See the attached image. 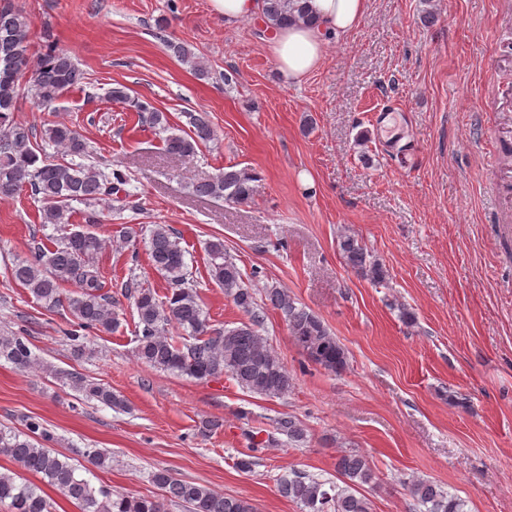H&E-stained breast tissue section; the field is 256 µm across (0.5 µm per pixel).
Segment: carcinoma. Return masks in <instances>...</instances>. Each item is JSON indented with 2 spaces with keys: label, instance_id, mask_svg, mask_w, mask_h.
Masks as SVG:
<instances>
[{
  "label": "carcinoma",
  "instance_id": "1",
  "mask_svg": "<svg viewBox=\"0 0 512 512\" xmlns=\"http://www.w3.org/2000/svg\"><path fill=\"white\" fill-rule=\"evenodd\" d=\"M267 24L282 27L307 19L301 0H264ZM32 20L19 0H0V198L14 197L25 188L42 202L43 224L70 225L72 203L91 206L121 190L126 177L118 169L108 175L92 164L90 145L72 127L53 124L39 131L15 116L22 88L34 103L51 106L71 88L81 84L85 73L71 52L53 44L30 67L28 56ZM167 49L200 77L209 71L182 42H167ZM112 100L137 113L153 126L168 129L164 113L150 103L133 98L122 88L112 90ZM190 131L170 134L164 139L165 150L189 160L201 146L215 140L216 134L206 114L188 113ZM52 145L64 155L53 160L43 153L39 142ZM257 177L247 168L228 166L218 174L193 184L200 197H217L226 203L245 204L256 191ZM102 241L95 235L74 230L65 234L52 249L34 248V255L14 263L11 269L16 283L48 309L67 306L78 325L110 333L118 318L112 310V297L102 293L103 285L95 258ZM339 250L345 265L355 273L380 283L386 278L382 264L358 239L344 235ZM149 251L154 268L168 284L164 298L152 288L126 286L138 315L136 354L148 366L165 372L208 379L230 374L245 390L264 397L279 398L288 393L292 378L279 356L262 335L264 317L258 312L255 292L244 282V275L227 254L224 242L208 245L209 273L224 288L233 303L249 315L238 326L212 329L190 284L185 251L167 224L154 226ZM75 283V295L63 293V285ZM269 305L280 312L290 336L308 359L323 368L340 373L348 365L345 348L314 313L297 305L282 288L266 289ZM190 331L192 342L179 343L167 334V327ZM0 358L20 369L35 364L29 341L24 336H0ZM55 378L66 380L74 391L87 400H97L120 408L124 401L112 390L79 372H62L46 368ZM278 433L301 439L303 429L293 416H283L275 423ZM50 435L42 424L30 420L26 431L0 429V455L6 456L15 469L0 472V503L10 512H50V503L41 486L29 481L32 474L46 485L59 490L74 502L80 512H167V503L183 505L187 512H256L246 498L226 496L207 486L174 478L167 470L152 475V481L164 491V497L151 498L114 493L93 486L78 465L46 446ZM336 472L343 485L320 481L301 473L281 481V492L299 505L301 512H370L367 500L353 492V487L369 484L375 472L365 456L346 452L336 459ZM415 507L420 512H464V501L441 490L427 479L411 483Z\"/></svg>",
  "mask_w": 512,
  "mask_h": 512
}]
</instances>
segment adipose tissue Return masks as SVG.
<instances>
[{"mask_svg":"<svg viewBox=\"0 0 512 512\" xmlns=\"http://www.w3.org/2000/svg\"><path fill=\"white\" fill-rule=\"evenodd\" d=\"M368 0H307V21L271 31L268 48L284 83L301 82L317 69L329 39H342L356 29Z\"/></svg>","mask_w":512,"mask_h":512,"instance_id":"ef3b65f1","label":"adipose tissue"}]
</instances>
